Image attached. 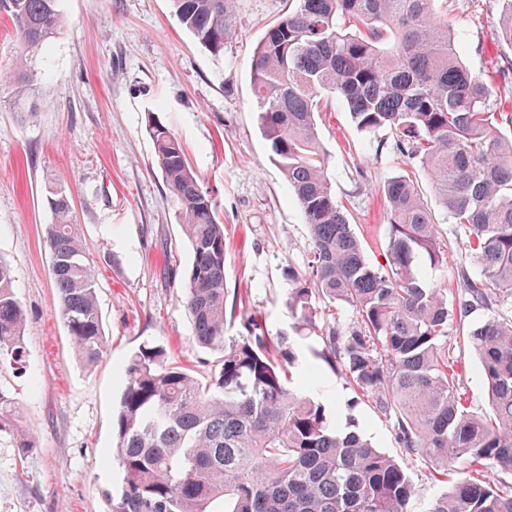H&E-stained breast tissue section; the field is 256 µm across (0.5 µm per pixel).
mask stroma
<instances>
[{
    "instance_id": "stroma-1",
    "label": "stroma",
    "mask_w": 512,
    "mask_h": 512,
    "mask_svg": "<svg viewBox=\"0 0 512 512\" xmlns=\"http://www.w3.org/2000/svg\"><path fill=\"white\" fill-rule=\"evenodd\" d=\"M287 8V0H235L236 34L216 56L178 23L171 0H59L63 28L42 49L48 70L33 96L16 109L9 89L0 90V258L27 314L22 361H0V392L14 399L33 440L24 452L15 433L0 432V512H107L103 493L120 483L112 417L130 355L146 343L164 346L200 379L218 361L194 341L179 278L191 254L155 161L150 119L171 128L217 203L228 305L255 315L270 336L292 333L284 272L306 269L309 228L258 124L251 82L254 50ZM436 8L465 64L494 89L493 110L512 111L502 91L512 46L498 36L501 0H438ZM326 101L317 127L330 181L367 260L378 264L387 243L381 188L404 159L387 132L359 131L341 99ZM416 177L443 257L440 266L422 264L420 277L443 288L467 250L427 174ZM60 180L97 280L104 344L91 365L77 358L56 315L47 188ZM486 317L475 311L450 335L478 413L489 409L486 379L465 338ZM323 347L316 336L294 338L291 389L397 459L420 488L411 512H427L447 480L405 455L389 417L320 359Z\"/></svg>"
}]
</instances>
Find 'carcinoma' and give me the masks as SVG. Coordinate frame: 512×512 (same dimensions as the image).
<instances>
[{
	"label": "carcinoma",
	"mask_w": 512,
	"mask_h": 512,
	"mask_svg": "<svg viewBox=\"0 0 512 512\" xmlns=\"http://www.w3.org/2000/svg\"><path fill=\"white\" fill-rule=\"evenodd\" d=\"M436 0H289L259 40L252 85L259 124L308 224L307 269L288 267L295 330L316 329L336 306L350 324L326 322L319 354L393 420L399 447L432 473L468 475L433 498L428 512H512V486L486 467L512 471V113L494 112L493 91L461 60ZM500 38L512 46V0H502ZM181 25L211 53L233 32V0H172ZM25 48L0 72L23 96L36 58L63 25L59 0H0ZM343 99L358 130L386 131L406 168L383 186L388 242L374 266L336 200L316 129L323 94ZM155 159L192 259L185 303L197 342L219 354L205 379L145 344L129 358L112 419L120 492L109 512H409L418 489L403 466L355 431H341L318 401L287 385L286 338L273 344L256 317L246 336L224 341V224L170 128L151 119ZM427 171L439 204L479 273L457 268L448 306L427 288L418 261L439 263L437 224L415 186ZM48 225L57 314L77 355L94 362L103 345L96 280L71 203L50 191ZM491 311L467 342L482 362L491 414L469 410L448 336L475 309ZM22 304L0 260V360H20ZM17 407L0 392V430Z\"/></svg>",
	"instance_id": "1"
}]
</instances>
